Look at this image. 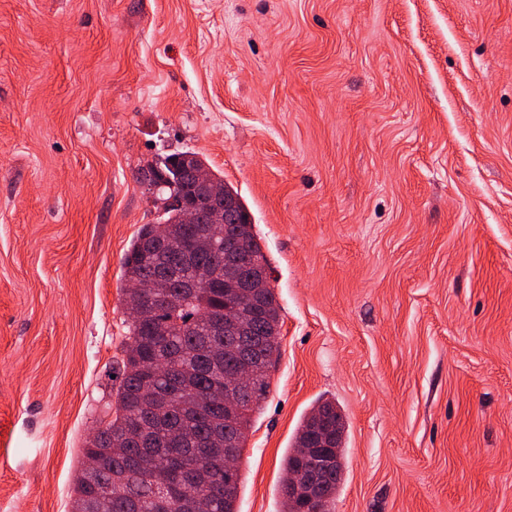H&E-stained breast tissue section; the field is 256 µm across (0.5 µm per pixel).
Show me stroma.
Wrapping results in <instances>:
<instances>
[{
  "mask_svg": "<svg viewBox=\"0 0 512 512\" xmlns=\"http://www.w3.org/2000/svg\"><path fill=\"white\" fill-rule=\"evenodd\" d=\"M185 150L281 306L238 512L325 399L334 512H512V0H0V512H71Z\"/></svg>",
  "mask_w": 512,
  "mask_h": 512,
  "instance_id": "obj_1",
  "label": "stroma"
}]
</instances>
